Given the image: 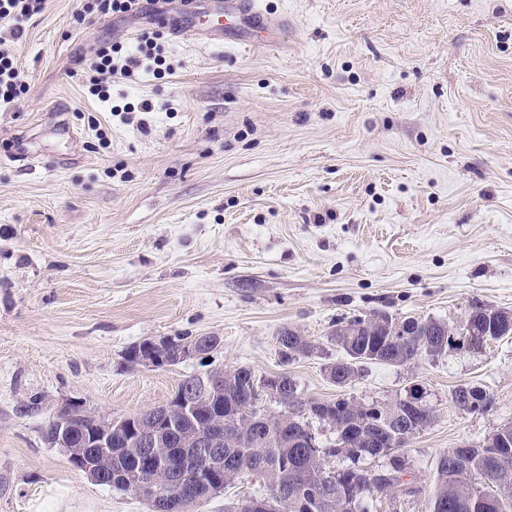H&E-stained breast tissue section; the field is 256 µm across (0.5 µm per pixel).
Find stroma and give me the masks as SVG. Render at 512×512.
Listing matches in <instances>:
<instances>
[{
    "label": "stroma",
    "instance_id": "1",
    "mask_svg": "<svg viewBox=\"0 0 512 512\" xmlns=\"http://www.w3.org/2000/svg\"><path fill=\"white\" fill-rule=\"evenodd\" d=\"M212 0H172L187 31L81 0L0 41L29 78L0 108V512H149L98 486L45 438L77 398L120 418L214 368L288 374L303 397L393 400L423 389L434 423L404 449L424 483L439 456L512 422V336L410 366L327 374L336 319L382 310L459 322L512 311V0H264L269 44ZM160 72L80 79L101 40ZM293 329L325 353L282 363ZM213 335L210 357L128 363L146 339ZM494 396L484 413L460 385ZM466 390L469 391L470 398L467 397ZM452 401L455 407L462 413H482L491 408L493 395L480 386L467 389L464 385H461L452 392Z\"/></svg>",
    "mask_w": 512,
    "mask_h": 512
}]
</instances>
